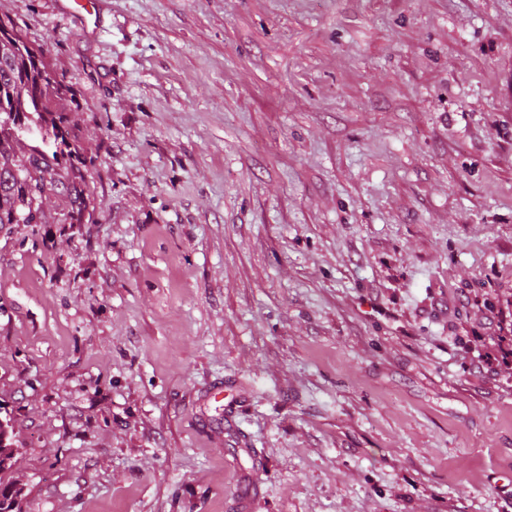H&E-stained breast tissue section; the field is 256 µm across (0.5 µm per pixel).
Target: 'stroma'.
<instances>
[{"mask_svg":"<svg viewBox=\"0 0 512 512\" xmlns=\"http://www.w3.org/2000/svg\"><path fill=\"white\" fill-rule=\"evenodd\" d=\"M81 218L0 231L16 512H512V0H0Z\"/></svg>","mask_w":512,"mask_h":512,"instance_id":"stroma-1","label":"stroma"}]
</instances>
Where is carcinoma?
Wrapping results in <instances>:
<instances>
[{"instance_id": "cac0c4a2", "label": "carcinoma", "mask_w": 512, "mask_h": 512, "mask_svg": "<svg viewBox=\"0 0 512 512\" xmlns=\"http://www.w3.org/2000/svg\"><path fill=\"white\" fill-rule=\"evenodd\" d=\"M67 91L41 55L0 24V226L46 223L45 201L80 215L87 208L86 164L70 142Z\"/></svg>"}]
</instances>
